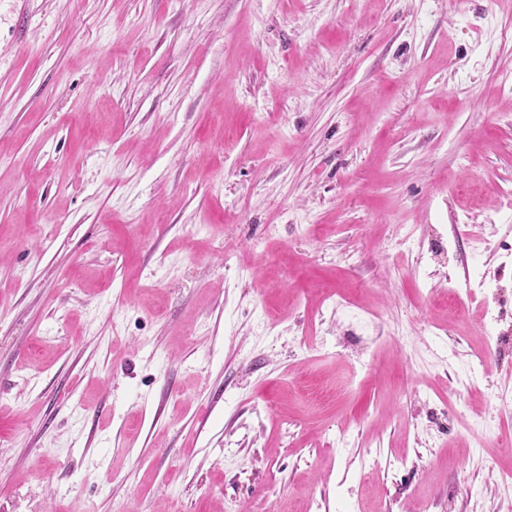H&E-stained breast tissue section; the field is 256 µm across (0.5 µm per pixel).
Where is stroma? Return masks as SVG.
I'll use <instances>...</instances> for the list:
<instances>
[{"label":"stroma","instance_id":"1","mask_svg":"<svg viewBox=\"0 0 512 512\" xmlns=\"http://www.w3.org/2000/svg\"><path fill=\"white\" fill-rule=\"evenodd\" d=\"M509 242L512 0H0V512H505Z\"/></svg>","mask_w":512,"mask_h":512}]
</instances>
